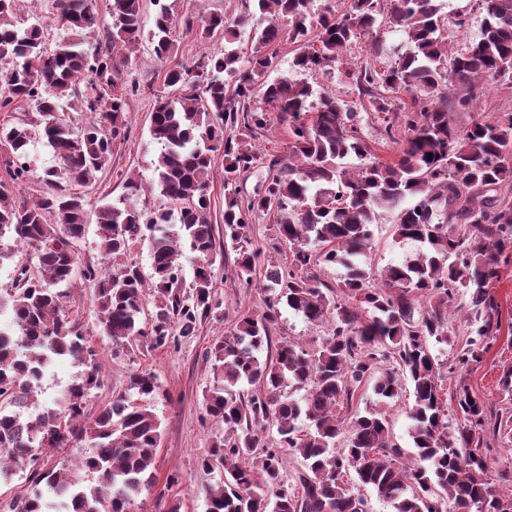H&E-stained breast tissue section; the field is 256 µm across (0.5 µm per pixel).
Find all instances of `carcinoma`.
Masks as SVG:
<instances>
[{"label":"carcinoma","mask_w":512,"mask_h":512,"mask_svg":"<svg viewBox=\"0 0 512 512\" xmlns=\"http://www.w3.org/2000/svg\"><path fill=\"white\" fill-rule=\"evenodd\" d=\"M264 25L251 30L246 52L234 46L247 15H213L186 30L201 38L222 31L224 57L164 74L172 92L157 99L149 135L156 145L153 177H127L125 193L95 210L104 259L128 257L148 242L151 279L133 261L104 269L87 267L83 279L95 291L103 335L127 346L178 348L195 335L219 304L214 302L211 256L217 250L211 224L208 174L224 151V247L235 253L239 281L249 285L263 268L279 292L256 313L239 310L232 328L206 352L214 380L203 394V421L222 426L200 466L224 469L208 489L209 512H368L362 493L371 489L392 512H512V471L499 480L488 472L481 441L488 426L485 402L458 383L461 425L442 404V363L429 343L463 334L456 366L482 363L500 334L501 313L488 286L512 261V113L494 121L475 116L457 127L456 111H471L485 83L512 81V0H480L485 13L479 39L451 55L443 36L440 0H351L337 13L333 0L314 11V0H254ZM20 0H0V112L26 103L39 116L0 126V143L12 160L0 176V239L22 244L28 261L15 287L0 296L12 326L0 328V482L28 472L34 487L5 505L8 512H130L155 485L162 429L148 401L160 394L152 372L131 375L130 388L147 403L117 397L94 418L85 403L100 386L97 350L75 333L62 313L74 280L73 245L84 238L86 200L76 191L98 181L112 147L130 135L126 114L138 89L121 78L127 55L143 38L144 0H113L111 21L99 25L93 0H55L54 24L78 34L101 29L94 51L80 38L46 45L48 26L25 28L15 14ZM157 6L150 33L156 56L169 59L177 17L166 0ZM407 36V50L393 65L345 68L385 113V139L399 145L396 159H377L354 113L334 96L308 110L312 87L281 78L270 82L272 47L296 45L292 65L325 75L344 65L351 43L369 33L379 15ZM403 90L411 103L391 116L388 93ZM272 106L288 120V159L266 156L250 138L267 129ZM68 110L90 112L79 128ZM40 137L57 165L45 171L47 190L32 202L6 193L32 177L27 147ZM432 159H427V155ZM268 168L265 180L241 194L242 174ZM159 190L170 208L146 210L141 194ZM397 209L393 235L414 245L384 273L386 287L372 285L371 226ZM258 213L277 217L273 232L254 245L246 234ZM316 244L314 251L310 244ZM196 255L193 293L180 298L184 251ZM335 265L343 275L332 288L312 273ZM153 289L155 315L142 320L145 288ZM286 302L312 325L329 326L309 351L285 341L271 357L276 306ZM69 359L85 370L51 406L39 403L48 365ZM374 379L376 400L352 409L358 387ZM255 386L247 394L241 383ZM412 389L414 461L393 441L387 409L405 384ZM302 391L296 399L286 385ZM276 427L271 443L263 437ZM492 435L512 443V413L497 415ZM86 448L69 467L44 468V456L60 448ZM287 456L301 458L286 479Z\"/></svg>","instance_id":"1"}]
</instances>
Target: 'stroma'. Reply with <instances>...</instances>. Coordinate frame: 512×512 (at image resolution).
<instances>
[{
  "label": "stroma",
  "mask_w": 512,
  "mask_h": 512,
  "mask_svg": "<svg viewBox=\"0 0 512 512\" xmlns=\"http://www.w3.org/2000/svg\"><path fill=\"white\" fill-rule=\"evenodd\" d=\"M441 13L447 17L444 34L453 52L466 50L475 42L481 32L484 15L479 0H440ZM462 16L466 23L458 27L451 24L454 16ZM377 33L385 51L376 56L370 50V37H362L354 44L352 54L361 62H375L377 66L394 64L398 54L406 48L403 30L389 27L385 19H378ZM172 38L178 51L177 60L194 65L221 55L224 51V37L217 34L200 39L198 32L184 26L174 29ZM294 46L281 42L277 47L274 64L268 73L269 80L281 77L296 78L308 83L314 95L329 94L340 99L346 108L353 111L355 121L361 128L367 142L374 145L378 159L389 161L396 157L399 146L389 142L379 143L382 117L373 112L367 96L344 75L326 76L320 73H296L292 67ZM167 62L156 57L150 39H143L139 51L135 52L124 68L123 78L139 87L140 92L129 102L131 135L129 139L114 143L112 161L102 173L94 187L88 188L87 207L95 209L102 196L112 198L122 194L120 177L135 174L150 177L155 159L156 147L150 139L149 123L157 97L167 95L164 84ZM396 222L395 213L381 216L373 225V245L370 252L372 268L376 273L374 287H383L380 275L384 268L398 263L408 244L397 242L393 236ZM235 255L232 251H221L212 258L213 296L220 307L199 325L195 336L182 339L178 349L154 350L146 346L119 347L104 336L95 315L94 290L83 278H76L65 312L73 323L75 332L90 339L98 351L97 363L102 384L93 390L86 401L87 416H96L112 397L125 396L135 399L136 394L129 387L133 372L147 371L156 374L163 394L153 403V410L162 423V442L156 459L158 477L155 486L143 491L130 507V512H157L154 503L179 504V512H207V490L221 477L220 472L208 473L199 466V460L210 449L214 426L203 424V393L212 378V365L206 357L210 346L224 337L230 329L238 309L248 308L256 312L265 310L271 293L263 274H255L251 286H242L235 270ZM500 305L501 321L505 328L485 354L479 366L470 368L465 374L449 373L444 382L447 389H454L458 380H466L469 387L485 400L488 407L500 409L503 396L498 380L505 364L512 362V265L503 266L500 278L492 286ZM279 317L272 331L274 341H292L312 348L326 334L325 327L307 323L286 305H279ZM177 475L178 483L167 485L168 475Z\"/></svg>",
  "instance_id": "35a3bbf8"
}]
</instances>
